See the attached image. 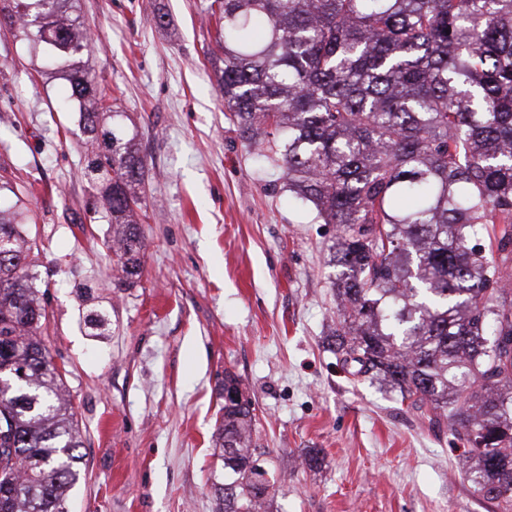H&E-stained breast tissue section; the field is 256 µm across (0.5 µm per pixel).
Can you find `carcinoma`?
I'll return each mask as SVG.
<instances>
[{"label": "carcinoma", "mask_w": 512, "mask_h": 512, "mask_svg": "<svg viewBox=\"0 0 512 512\" xmlns=\"http://www.w3.org/2000/svg\"><path fill=\"white\" fill-rule=\"evenodd\" d=\"M96 150L112 254L142 273L146 160L112 97L69 59L92 52L65 0H37ZM224 111L282 188L339 234L329 346L354 377L448 429L463 471L512 512V0H211ZM16 206L0 205V512H70L80 430L42 343L47 319ZM488 238L486 245L480 239ZM255 408L224 400L215 512H269Z\"/></svg>", "instance_id": "carcinoma-1"}]
</instances>
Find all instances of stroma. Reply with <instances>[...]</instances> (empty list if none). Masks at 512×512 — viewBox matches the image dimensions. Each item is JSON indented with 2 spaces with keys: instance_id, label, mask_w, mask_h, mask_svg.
<instances>
[{
  "instance_id": "35a3bbf8",
  "label": "stroma",
  "mask_w": 512,
  "mask_h": 512,
  "mask_svg": "<svg viewBox=\"0 0 512 512\" xmlns=\"http://www.w3.org/2000/svg\"><path fill=\"white\" fill-rule=\"evenodd\" d=\"M210 0H71L74 63L109 88L147 157L141 277L121 282L82 170L91 142L37 30L0 16V183L30 220L43 340L81 429L71 512H213L210 436L225 371L256 411L273 512H498L448 427L342 371L328 247L224 112ZM110 317L91 335L79 288ZM318 454L316 466L305 462Z\"/></svg>"
}]
</instances>
